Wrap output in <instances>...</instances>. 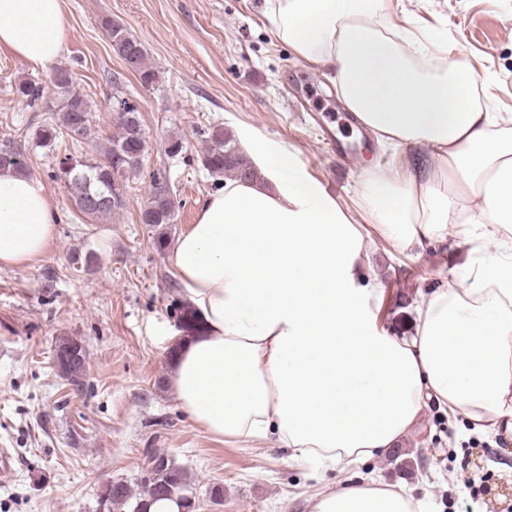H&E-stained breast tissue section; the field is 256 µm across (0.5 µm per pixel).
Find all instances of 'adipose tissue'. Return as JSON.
<instances>
[{"mask_svg": "<svg viewBox=\"0 0 512 512\" xmlns=\"http://www.w3.org/2000/svg\"><path fill=\"white\" fill-rule=\"evenodd\" d=\"M394 0H264L275 37L333 74L345 109L379 144L413 148L373 168L357 206L390 247L457 230L472 264L417 307L414 335L377 322L359 285L371 239L294 147L253 137L262 177L224 181L176 240L173 265L201 333L181 340L171 384L215 440H256L329 467L397 447L429 401L484 435L512 432V114L475 101L478 78L447 37L396 20ZM64 0H0V50L44 68L61 55ZM57 209L44 183L0 170V264L41 256ZM379 481L328 488L309 512H427Z\"/></svg>", "mask_w": 512, "mask_h": 512, "instance_id": "obj_1", "label": "adipose tissue"}]
</instances>
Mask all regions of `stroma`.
I'll return each instance as SVG.
<instances>
[{
    "label": "stroma",
    "mask_w": 512,
    "mask_h": 512,
    "mask_svg": "<svg viewBox=\"0 0 512 512\" xmlns=\"http://www.w3.org/2000/svg\"><path fill=\"white\" fill-rule=\"evenodd\" d=\"M410 15L455 45V59L495 81V111L512 113V0H404ZM262 0H66L69 21L57 63L71 68L95 105L100 138L111 136L112 98L122 93L141 113L149 140L139 172L127 179L124 206L94 222L73 208L54 180L66 138L35 147L30 130L52 121L57 93L51 68H32L0 50V147L27 155L60 221L46 253L26 265L0 266V449L14 477L0 484V512H97L104 485L135 482L142 451L163 448L195 485L197 512H308L324 485L380 478L431 512H512V435L488 440L464 415L430 404L403 446L345 469L257 441L238 448L215 441L184 412L168 378L170 352L184 336L186 308L170 248L158 247L140 212L154 172L179 202L168 231L176 240L215 187L201 166L203 130L221 126L295 147L308 171L338 200L352 203L365 168H400L403 151H383L365 128L338 127L344 107L332 85L280 43L261 14ZM146 47L159 74L143 87L113 50L108 23ZM34 81L43 98L28 104L15 87ZM183 151L168 156L170 138ZM365 281L381 291L379 325L413 335L416 307L467 268L469 244L448 235L404 249L371 230ZM82 340L83 391L56 371V344ZM221 487V498L210 495Z\"/></svg>",
    "instance_id": "35a3bbf8"
}]
</instances>
